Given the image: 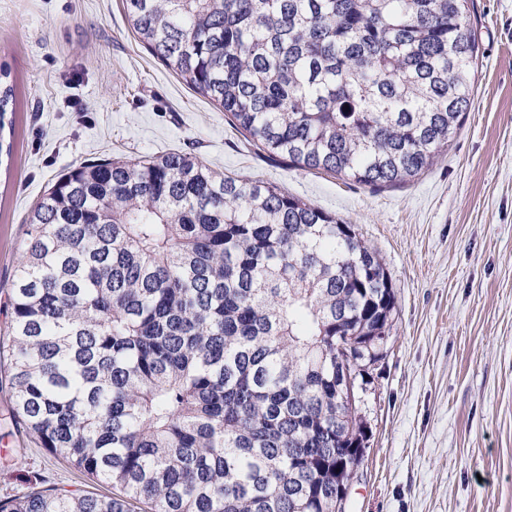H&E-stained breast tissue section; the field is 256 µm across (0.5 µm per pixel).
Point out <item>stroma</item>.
<instances>
[{
    "instance_id": "35a3bbf8",
    "label": "stroma",
    "mask_w": 512,
    "mask_h": 512,
    "mask_svg": "<svg viewBox=\"0 0 512 512\" xmlns=\"http://www.w3.org/2000/svg\"><path fill=\"white\" fill-rule=\"evenodd\" d=\"M479 59L461 129L414 182L373 188L288 166L153 57L122 0H0L14 102L0 137V299L26 219L64 170L183 152L355 225L397 295L362 395L368 444L347 512H512V0H474ZM0 361V499L108 492L13 419Z\"/></svg>"
}]
</instances>
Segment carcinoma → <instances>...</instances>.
<instances>
[{
	"instance_id": "obj_1",
	"label": "carcinoma",
	"mask_w": 512,
	"mask_h": 512,
	"mask_svg": "<svg viewBox=\"0 0 512 512\" xmlns=\"http://www.w3.org/2000/svg\"><path fill=\"white\" fill-rule=\"evenodd\" d=\"M473 0H123L133 31L260 150L407 184L462 125ZM0 70V130L14 87ZM6 307L17 429L110 494L0 512H346L367 442L346 400L385 357L395 288L354 225L174 152L60 174Z\"/></svg>"
}]
</instances>
